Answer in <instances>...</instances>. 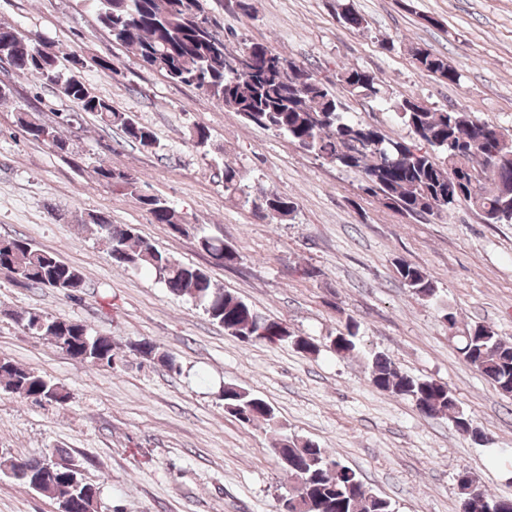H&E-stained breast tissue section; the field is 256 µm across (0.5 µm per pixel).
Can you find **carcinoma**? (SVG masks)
Returning a JSON list of instances; mask_svg holds the SVG:
<instances>
[{
	"mask_svg": "<svg viewBox=\"0 0 512 512\" xmlns=\"http://www.w3.org/2000/svg\"><path fill=\"white\" fill-rule=\"evenodd\" d=\"M89 3L112 40L132 48L144 65L176 83L203 90L245 122L288 136L318 159L361 173L364 190L379 197L385 206L407 216L440 217L464 203L479 212L486 224H512V138H506L471 110L458 106L433 109L416 98L405 97L391 108L414 142L390 140L376 128L353 119L310 70L267 44L253 42L235 50L224 41L222 49H217L202 26L211 20L201 0ZM336 16L348 29L368 28L366 19L344 0H337ZM409 52L420 72L442 82H461V71L446 57L418 44L410 46ZM233 53L249 55L252 71L244 75L226 72L224 55ZM3 60L21 75L60 88L80 111L95 115L106 127L120 129L141 148L160 147L151 129L91 92L77 75L78 56L71 55L68 65L62 66L52 50L16 27L0 23V62ZM336 83L353 95L387 104L382 79L368 70L343 66L336 72ZM19 122L31 140L44 143L49 134L56 151L72 153L60 126L52 127L24 111L19 113ZM94 169L104 186L132 197L154 223L166 225L178 236L194 228L131 172L102 162ZM214 176L224 183L225 193L241 200L260 220L290 219L297 210L293 199L262 185L249 191L242 171L230 160L216 165ZM87 223L107 242L114 265L151 273L171 293L189 295L228 335L247 336L251 342L286 340L300 352L317 353L311 338L285 334L282 322L216 287L205 269L183 264L158 250L133 227L114 224L101 212L88 215ZM197 244L216 266L229 267L239 259L238 254L228 253V243L220 239L201 235ZM0 269L11 272L25 286L54 289L70 298L77 297L85 286L79 269L22 237L0 238ZM396 271L416 296L427 301L436 297L434 280L424 269L400 259ZM9 317L75 360L109 368L115 363L112 339L91 334L80 322L38 311L11 313ZM359 329L356 319L347 318L344 330L331 339L333 350H354ZM460 341L463 360L501 395L511 398L512 342L484 324L460 332ZM135 350L174 368L172 359L159 353L149 340L137 343ZM369 377L377 389L413 401L421 413L446 418L457 430L487 440L446 385L401 372L383 353L372 356ZM0 390L37 403L61 405L70 398L63 386L4 357H0ZM222 397L224 411L240 422H263L273 430L280 428L274 409L263 398L232 384L224 387ZM271 451L278 459L288 460L286 471L293 481L290 496L296 500L293 512H394L391 502L367 488L355 470L312 441L284 434ZM51 454L67 465L60 467L55 482L41 486L39 493L62 504L65 512H101L98 488L77 471L81 464L63 449L56 448ZM39 467L38 458L0 457V473L11 472V478L29 489L35 486ZM469 483L474 485L472 512H512V498L482 488L467 470L458 475L462 496H467L464 489Z\"/></svg>",
	"mask_w": 512,
	"mask_h": 512,
	"instance_id": "cac0c4a2",
	"label": "carcinoma"
}]
</instances>
